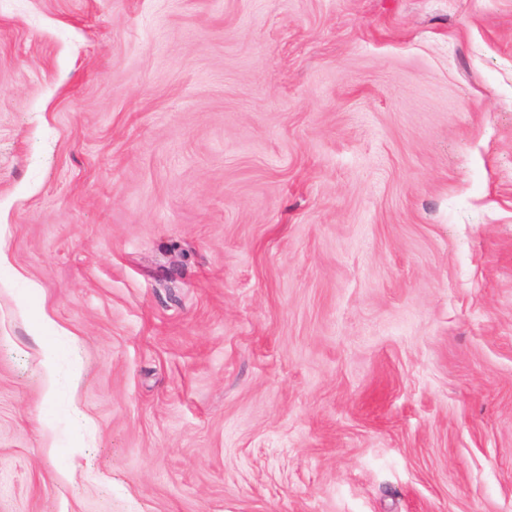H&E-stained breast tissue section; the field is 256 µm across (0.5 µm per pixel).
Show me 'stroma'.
<instances>
[{"instance_id":"1","label":"stroma","mask_w":512,"mask_h":512,"mask_svg":"<svg viewBox=\"0 0 512 512\" xmlns=\"http://www.w3.org/2000/svg\"><path fill=\"white\" fill-rule=\"evenodd\" d=\"M1 224L0 512H512V0H15ZM50 327L54 329V322L45 313H42L39 321L33 327L32 336L34 340L38 342L43 349V365L46 372V397L54 398L58 391L57 369L55 364L56 349L54 345L48 344L44 341V333Z\"/></svg>"}]
</instances>
